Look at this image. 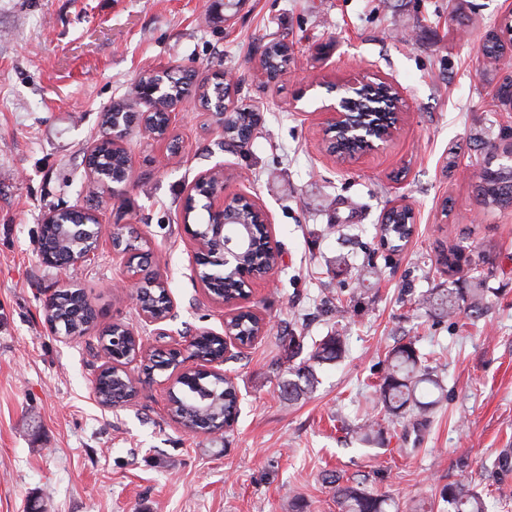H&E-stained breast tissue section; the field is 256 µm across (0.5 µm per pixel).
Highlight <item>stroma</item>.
<instances>
[{
  "label": "stroma",
  "mask_w": 512,
  "mask_h": 512,
  "mask_svg": "<svg viewBox=\"0 0 512 512\" xmlns=\"http://www.w3.org/2000/svg\"><path fill=\"white\" fill-rule=\"evenodd\" d=\"M512 0H0V512H337L324 475L389 495L399 512L468 476L487 512H512V210L490 212L476 186L481 141L512 128L494 97L512 54L488 64L478 43ZM296 58L276 83L261 81L255 51L271 37ZM332 43L319 60L314 49ZM235 75L240 101L261 108L247 149L224 142L215 117L185 108L170 155L131 126L123 146L137 174L121 194L88 198V147L99 116L140 79L183 68ZM374 70L398 84L410 112L382 152L340 165L320 128L334 96L319 80ZM267 211L281 250L278 271L249 302L270 321L264 338L218 370L231 378L240 414L221 443L184 429L169 403V374L125 370L139 392L101 406L92 380L102 328L123 321L148 351L189 332H223L228 310L194 277L192 232L206 222L184 202L216 165ZM405 202L416 232L404 249L381 246L377 226ZM93 203L105 230L138 225L151 268L176 304L159 339L122 288L124 263L109 243L79 267L43 265L36 238L57 207ZM461 246L485 252L491 289L481 316L439 318L420 298L448 288L437 258ZM82 289L98 313L85 335L52 333L45 299ZM346 338L344 357L318 366L312 394L288 402L289 336L313 347ZM413 341L444 395L429 425L378 414L372 402L390 349ZM378 416L371 445L357 428Z\"/></svg>",
  "instance_id": "stroma-1"
}]
</instances>
